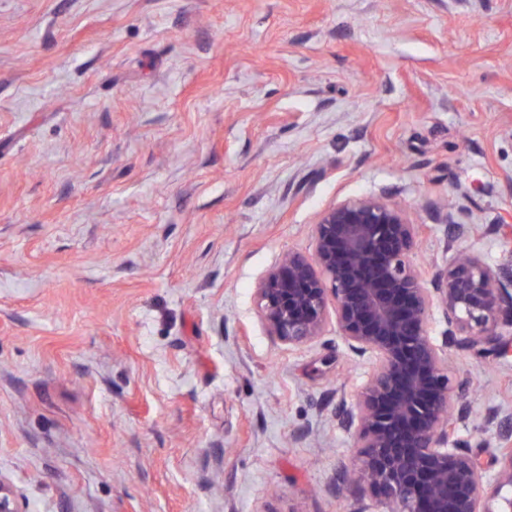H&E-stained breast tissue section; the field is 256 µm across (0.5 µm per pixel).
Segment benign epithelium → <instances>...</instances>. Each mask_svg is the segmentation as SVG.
Listing matches in <instances>:
<instances>
[{"label": "benign epithelium", "mask_w": 512, "mask_h": 512, "mask_svg": "<svg viewBox=\"0 0 512 512\" xmlns=\"http://www.w3.org/2000/svg\"><path fill=\"white\" fill-rule=\"evenodd\" d=\"M470 219L448 205L455 253L428 279L404 207L376 195L335 203L317 215L313 252L282 253L256 285L258 316L288 349L317 341L333 320L348 349L370 361L338 413L354 448L336 490L356 486L355 512H371L368 496L381 512H512V448L486 460L455 437L470 416L459 400L470 380L448 368V352L490 360L512 351V271L457 248ZM436 313L446 325L438 337ZM485 422L512 440L511 414L490 410ZM0 512H27L24 492L2 473Z\"/></svg>", "instance_id": "benign-epithelium-1"}]
</instances>
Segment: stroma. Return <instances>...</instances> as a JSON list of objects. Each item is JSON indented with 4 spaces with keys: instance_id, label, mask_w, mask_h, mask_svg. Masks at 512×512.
<instances>
[{
    "instance_id": "1",
    "label": "stroma",
    "mask_w": 512,
    "mask_h": 512,
    "mask_svg": "<svg viewBox=\"0 0 512 512\" xmlns=\"http://www.w3.org/2000/svg\"><path fill=\"white\" fill-rule=\"evenodd\" d=\"M378 195L416 262L512 268V0H0V473L30 512H353L368 367L288 349L254 288ZM458 438L495 444L512 354Z\"/></svg>"
}]
</instances>
